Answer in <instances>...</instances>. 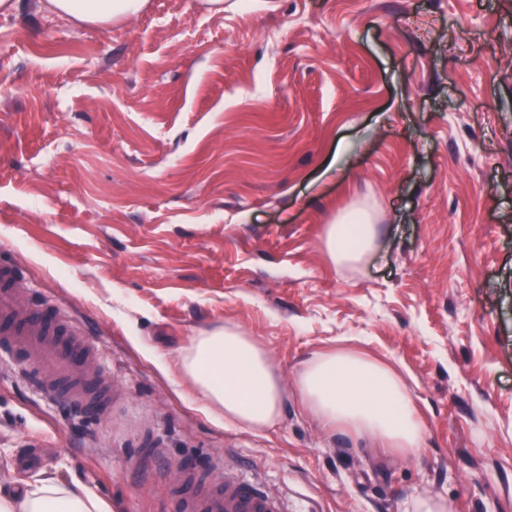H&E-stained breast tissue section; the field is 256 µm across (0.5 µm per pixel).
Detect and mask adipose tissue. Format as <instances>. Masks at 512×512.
Segmentation results:
<instances>
[{
  "mask_svg": "<svg viewBox=\"0 0 512 512\" xmlns=\"http://www.w3.org/2000/svg\"><path fill=\"white\" fill-rule=\"evenodd\" d=\"M147 0H41L43 9L76 24L100 25L141 12ZM376 236L371 224L330 225L326 249L333 262L360 261ZM163 374L190 382L218 420L255 431L272 427L289 397H297L322 424L381 444L404 458L421 449L422 427L412 396L391 366L357 350L314 356L285 385L254 337L227 327L193 337L175 359L155 356ZM0 512H107L87 488L48 478L0 488Z\"/></svg>",
  "mask_w": 512,
  "mask_h": 512,
  "instance_id": "ef3b65f1",
  "label": "adipose tissue"
}]
</instances>
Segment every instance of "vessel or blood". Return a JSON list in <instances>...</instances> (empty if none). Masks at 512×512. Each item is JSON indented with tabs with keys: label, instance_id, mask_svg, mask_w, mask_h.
<instances>
[{
	"label": "vessel or blood",
	"instance_id": "obj_1",
	"mask_svg": "<svg viewBox=\"0 0 512 512\" xmlns=\"http://www.w3.org/2000/svg\"><path fill=\"white\" fill-rule=\"evenodd\" d=\"M24 294L19 268L0 263V350L36 369L46 395L111 416L112 383L96 366V348L60 311L29 309ZM164 488L177 512H287L280 496L228 471L186 466L166 476Z\"/></svg>",
	"mask_w": 512,
	"mask_h": 512
}]
</instances>
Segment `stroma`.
<instances>
[{"label":"stroma","mask_w":512,"mask_h":512,"mask_svg":"<svg viewBox=\"0 0 512 512\" xmlns=\"http://www.w3.org/2000/svg\"><path fill=\"white\" fill-rule=\"evenodd\" d=\"M359 208L375 247L335 264L328 226ZM0 262L75 322L118 396L108 418L73 410L0 354L1 477L163 512L161 472L196 462L288 512H405L424 493L512 512V0H148L82 28L16 0ZM224 326L288 382L339 347L395 365L420 452L294 400L264 431L208 415L150 356Z\"/></svg>","instance_id":"obj_1"}]
</instances>
